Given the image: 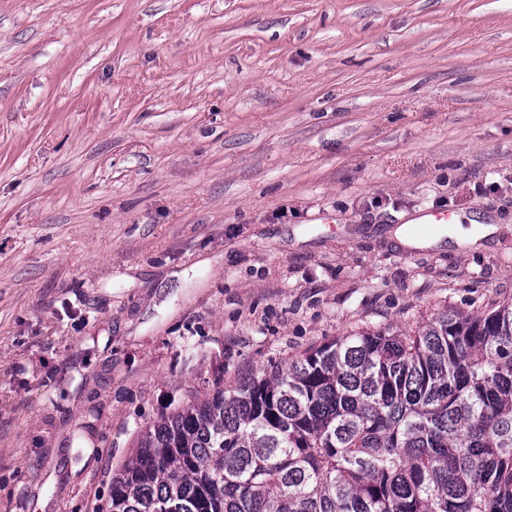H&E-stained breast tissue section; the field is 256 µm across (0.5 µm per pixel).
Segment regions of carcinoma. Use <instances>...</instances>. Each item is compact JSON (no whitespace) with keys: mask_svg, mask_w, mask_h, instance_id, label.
Instances as JSON below:
<instances>
[{"mask_svg":"<svg viewBox=\"0 0 512 512\" xmlns=\"http://www.w3.org/2000/svg\"><path fill=\"white\" fill-rule=\"evenodd\" d=\"M110 512H512V302L358 331L172 412Z\"/></svg>","mask_w":512,"mask_h":512,"instance_id":"obj_1","label":"carcinoma"}]
</instances>
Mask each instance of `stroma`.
I'll return each instance as SVG.
<instances>
[{
	"label": "stroma",
	"mask_w": 512,
	"mask_h": 512,
	"mask_svg": "<svg viewBox=\"0 0 512 512\" xmlns=\"http://www.w3.org/2000/svg\"><path fill=\"white\" fill-rule=\"evenodd\" d=\"M426 207L488 237L404 249ZM512 301V0H0V512L361 328Z\"/></svg>",
	"instance_id": "1"
}]
</instances>
